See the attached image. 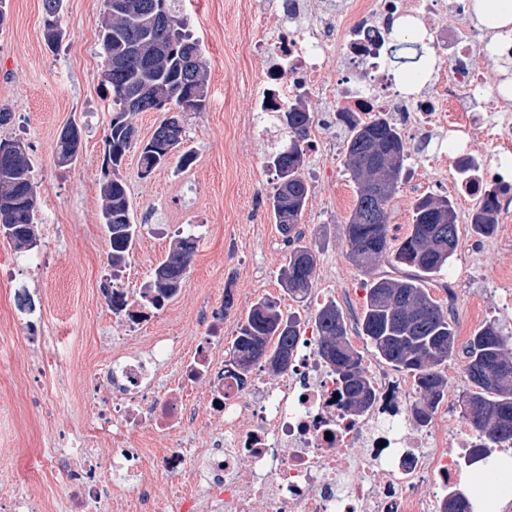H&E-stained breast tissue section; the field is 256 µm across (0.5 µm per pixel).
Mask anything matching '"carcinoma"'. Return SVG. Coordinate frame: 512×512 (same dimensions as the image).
Masks as SVG:
<instances>
[{
    "label": "carcinoma",
    "mask_w": 512,
    "mask_h": 512,
    "mask_svg": "<svg viewBox=\"0 0 512 512\" xmlns=\"http://www.w3.org/2000/svg\"><path fill=\"white\" fill-rule=\"evenodd\" d=\"M55 3L52 24L45 27L51 46L62 41L60 25L62 0ZM154 0H106V13L99 29L105 57L103 78L112 90V118L106 135V159L112 175L102 185V223L112 224L109 253L112 270L120 273L141 225L132 223L131 205L119 168L126 152L137 144L130 116L157 109L156 96L166 93V112H202L208 97L207 64L196 41L184 30L177 16L175 0H161L163 14L151 8ZM424 54L423 44L397 40L390 50L392 62L408 66ZM276 119L288 141L270 153L267 167L278 180H288V196L275 190L269 208L292 249L280 272V285L293 298L304 301L313 288L316 253L302 243L295 227L306 210L310 189L302 169L306 141L314 123L304 95L297 94ZM348 128L345 166L355 188V203L344 233L352 262L365 271L391 255L387 233V205L403 180L410 154L399 133L384 118L368 121L342 116ZM184 126L177 115L164 119L149 143L139 152L141 175L146 177L173 157L185 168L192 163L191 151L184 147ZM12 163L0 166V223L13 230L12 242L35 233L37 186L26 147L18 143ZM504 187L497 184L484 193L473 230L489 236L497 228L495 212ZM192 233L178 234L169 255L153 272L147 290L154 307L170 300L181 287L196 248ZM459 245L458 214L446 196H424L413 205L411 229L394 255V261L423 274L440 271ZM321 358L336 372L340 393L349 411L358 413L369 403L371 382L364 355L350 342L344 316L336 302L325 303L314 317ZM360 335L372 348V356L412 379L418 394L413 404L417 419L429 418L440 398L448 391V360L456 351L455 320L437 303L419 278H375L367 289L366 306L360 320ZM300 336V316L288 315L269 296L252 304L239 334L231 346L229 364L242 377L263 362L267 369L281 373L288 368ZM512 338L488 322L464 346L466 376L470 389L461 400L465 421L480 437L497 444L512 443V427L502 429L499 420L512 421V369L504 372L501 363L512 361L508 348Z\"/></svg>",
    "instance_id": "carcinoma-1"
}]
</instances>
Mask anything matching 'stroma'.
Returning <instances> with one entry per match:
<instances>
[{
    "mask_svg": "<svg viewBox=\"0 0 512 512\" xmlns=\"http://www.w3.org/2000/svg\"><path fill=\"white\" fill-rule=\"evenodd\" d=\"M176 7L207 61V106L183 116L195 154L188 169L171 163L145 177L137 150L123 159L131 218L142 231L120 285L140 299L178 231L194 230L197 243L180 293L138 325L113 314L104 291L110 244L101 223V186L112 117L98 38L105 0H64V38L54 49L45 41L43 0H9L0 23V103L13 112L0 138L23 141L32 160L40 241L39 249L25 252L0 237V506L32 497L42 512H65L66 491L49 476L28 479L26 470L41 449L85 425L81 370L105 373L121 354L148 358L151 338L168 336L177 352L160 362L150 383L161 393L179 377L204 332L202 305L224 310L219 358L226 361L240 322L259 297L275 298L284 312L310 322L323 304L346 296L363 312L373 278L408 272L387 259L369 273L351 261L344 236L354 205L344 165L348 133L316 124L303 170L310 198L298 225L317 256L314 286L300 303L283 291L279 273L290 247L270 215L268 199L278 181L266 164L280 137L251 121L263 89L253 43L275 36L280 17L265 0H177ZM72 123L82 131L78 159L61 168L54 145ZM406 174L387 208L392 246L408 234L420 196L454 198L461 215L473 209L429 160L409 161ZM459 235L455 254L426 277L425 288L442 304L449 282H456L458 346L490 321L512 337V214L501 217L494 237L478 236L465 223ZM21 289L33 295L35 314L17 310Z\"/></svg>",
    "mask_w": 512,
    "mask_h": 512,
    "instance_id": "1",
    "label": "stroma"
}]
</instances>
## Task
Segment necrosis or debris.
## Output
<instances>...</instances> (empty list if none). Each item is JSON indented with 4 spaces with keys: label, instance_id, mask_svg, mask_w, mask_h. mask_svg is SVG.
<instances>
[{
    "label": "necrosis or debris",
    "instance_id": "obj_1",
    "mask_svg": "<svg viewBox=\"0 0 512 512\" xmlns=\"http://www.w3.org/2000/svg\"><path fill=\"white\" fill-rule=\"evenodd\" d=\"M440 5L457 18L445 30L425 22ZM280 13L278 36L255 45L277 104L300 85L336 113H386L407 130L413 151L431 145L455 170L471 163L469 138L478 132L490 158L474 179L456 183L457 193L471 197L485 183L512 182V92L494 89L497 110L483 105L482 66L492 59L494 34L462 19L457 0H281ZM396 18L422 22L433 50L424 67L448 62V81L420 80L410 93L395 88L387 52ZM330 65L338 73L333 83L323 78ZM202 320L204 334L178 387L148 403L138 396L157 358L173 351L167 338L153 339L150 359L118 358L106 375L85 374L87 396L104 377L111 401L73 434L67 452L45 449L34 465L65 484L69 512H255L259 504L264 512H441L452 489L466 483L468 453L480 437L461 416L456 387L420 423L408 382L371 365L372 404L354 416L314 334L299 337L270 392L260 376L242 381L218 364L223 312L203 310ZM202 379L208 389L197 402L187 389ZM204 413L215 422L213 434L205 446L188 447L181 434ZM162 432L168 447H146L149 435ZM100 439L112 446L104 463L85 455ZM148 473L175 484L176 493L158 498Z\"/></svg>",
    "mask_w": 512,
    "mask_h": 512
}]
</instances>
